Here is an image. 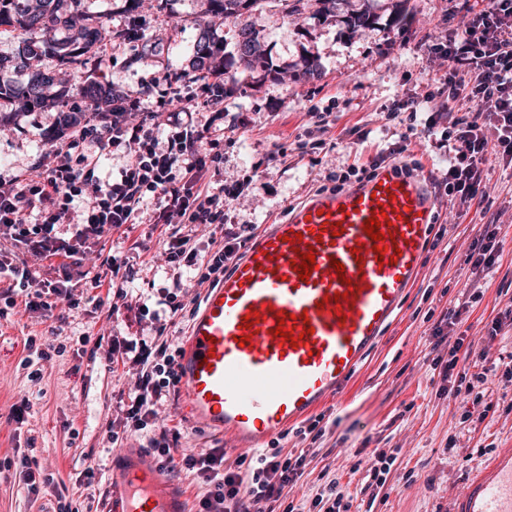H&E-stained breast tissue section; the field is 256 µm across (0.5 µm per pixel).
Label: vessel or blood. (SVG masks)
Here are the masks:
<instances>
[{
  "mask_svg": "<svg viewBox=\"0 0 512 512\" xmlns=\"http://www.w3.org/2000/svg\"><path fill=\"white\" fill-rule=\"evenodd\" d=\"M435 206L422 178L387 165L272 225L208 290L190 327L179 375L191 419L254 446L345 391L416 283ZM381 214L388 221L376 243L365 225ZM310 252L315 263L304 279ZM280 323L287 338L275 333ZM107 510L186 512L179 488L138 451L114 457ZM451 512H512V448L496 449L467 475Z\"/></svg>",
  "mask_w": 512,
  "mask_h": 512,
  "instance_id": "1",
  "label": "vessel or blood"
}]
</instances>
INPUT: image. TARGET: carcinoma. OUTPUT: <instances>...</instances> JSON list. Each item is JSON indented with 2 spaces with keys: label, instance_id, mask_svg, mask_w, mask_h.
I'll use <instances>...</instances> for the list:
<instances>
[{
  "label": "carcinoma",
  "instance_id": "1",
  "mask_svg": "<svg viewBox=\"0 0 512 512\" xmlns=\"http://www.w3.org/2000/svg\"><path fill=\"white\" fill-rule=\"evenodd\" d=\"M260 2L262 0H202L201 6L207 11L221 12L228 19L239 16L243 10L260 6ZM81 5L82 0H0V26L12 25L25 33L38 35L36 39L23 40L19 49L24 67L28 68L27 78L13 85L0 84V100H24L33 109L42 107L54 78L47 79L43 71L30 68V60L48 54L79 69L104 36L122 39L136 29L137 17L133 16L127 28L119 31L112 30L100 19L74 33L72 17ZM262 52L259 34L246 26L239 30V40L231 53L225 52L224 42L209 32L201 33L193 45L196 70L209 68L222 54L224 75L227 77L231 76L229 68L233 66L252 69L254 61L262 57ZM74 94L80 95L91 108L111 103L118 97L112 86L92 80L80 83L74 92L69 89L56 91L53 107L58 112V135L81 125L86 119V113L74 112L70 108L69 99Z\"/></svg>",
  "mask_w": 512,
  "mask_h": 512
}]
</instances>
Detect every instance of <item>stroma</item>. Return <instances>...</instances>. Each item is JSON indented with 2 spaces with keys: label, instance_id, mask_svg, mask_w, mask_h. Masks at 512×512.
Masks as SVG:
<instances>
[{
  "label": "stroma",
  "instance_id": "stroma-1",
  "mask_svg": "<svg viewBox=\"0 0 512 512\" xmlns=\"http://www.w3.org/2000/svg\"><path fill=\"white\" fill-rule=\"evenodd\" d=\"M482 0H337L336 10L321 16L315 0L296 15L284 16L275 0L243 12L237 18L204 13L200 0H142L136 14L141 19L138 56L118 55L108 66V81L119 94L140 97L146 108L155 99L147 79L169 70L191 73V47L199 34L212 32L233 46L241 27L258 31L268 64L236 72L224 83V109L229 120H246L251 130L231 133L224 142V178L231 181L253 175L247 196L230 205L226 220L251 224L256 230L283 221L290 209L323 189H332V174L367 164L373 149L357 151L359 132L370 131L381 146L398 143V128L385 125L384 111L403 99H422L427 91L446 86L448 71L432 60L428 44L463 25ZM370 11L372 26L356 28L354 16ZM317 56L321 78L301 80L297 71L305 57ZM330 113L326 132H319L309 108ZM10 118L0 126V176L20 174L51 145L55 110L20 111L9 104ZM323 139L324 147L299 153L298 137ZM291 150L275 157L278 145ZM164 228L138 224L128 232H115L97 245L83 262L86 271L99 270L100 256L125 260L134 273L128 283L131 309L109 314L89 300L71 312L63 334L67 350L46 368L41 385L28 382L19 363L25 357L27 336L46 332L51 318L18 312L0 318V459L14 453H33L39 467L53 473L58 492L84 506L95 505L94 492L85 483L94 471L107 484L112 459L131 448L145 450L146 435L114 443L108 431H122L124 405L129 404L130 380L122 362H109L113 337L134 340L155 334L152 316H137L136 305H154L176 275L161 253ZM501 262L490 271L488 291L482 302L462 313L452 337L477 340L485 353V366L512 361V325L498 335L487 330L496 316L499 293L512 294V232L500 241ZM469 271L454 247L428 249L414 288L385 332L381 343L356 369L351 385L340 399L328 402L323 412L333 421L332 450L327 464L341 482H348L353 462L368 460L373 449L396 448L398 472L413 471L411 485H398L386 501L376 502L374 512H449L452 498L461 490L465 473L482 458L480 449L512 443V383L490 377L487 399L499 411L472 423L458 441L456 455L444 453L445 439L461 414L472 409L470 401L449 397L446 381L432 375L429 365L437 352L431 323L424 317L441 310V292L458 296L468 285ZM101 338L100 349L89 342ZM32 404L28 426L19 428L7 417L16 397ZM182 393L170 394L158 408V422L178 428L180 438L173 455L185 450L224 449L228 456L241 447L216 429L191 422L183 409ZM50 501L28 495L15 471L0 472V512H49Z\"/></svg>",
  "mask_w": 512,
  "mask_h": 512
}]
</instances>
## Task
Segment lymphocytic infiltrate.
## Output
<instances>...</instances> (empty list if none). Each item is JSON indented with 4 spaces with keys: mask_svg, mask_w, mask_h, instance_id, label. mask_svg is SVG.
<instances>
[{
    "mask_svg": "<svg viewBox=\"0 0 512 512\" xmlns=\"http://www.w3.org/2000/svg\"><path fill=\"white\" fill-rule=\"evenodd\" d=\"M432 57L448 67V93L435 104L424 125L409 124L400 144L377 150L368 169L376 171L406 151L411 139L438 136L448 152V168L437 189L470 206L488 195L485 172L488 151L512 168V0H483L462 28L429 45ZM162 103L179 102L180 111L159 117L145 112L136 99H122L93 110L73 129L61 148L43 152L41 160L20 175L0 181V244L12 255L0 260V318L16 306L25 312L55 315L57 324L46 335L30 336L26 348L38 360L52 361L66 350V314L80 308L83 292L74 271L108 234L139 223L149 201H156L155 223L165 225L163 248L171 267L193 273L196 286L216 287L229 263L239 259L241 236L224 224L226 207L250 188L249 181H225L224 66L216 64L193 77L178 72L151 76ZM467 110L454 116L458 101ZM119 155L123 163L109 180L97 170L103 158ZM206 227L207 243L197 238ZM504 223L474 225L462 242L464 262L471 268L476 295L487 289L485 273L501 260L499 238ZM52 262L53 279L43 278ZM455 340L447 357H436L434 368L450 381V395L472 396L486 381L485 371L458 370ZM111 355L121 358L132 382L133 398L123 411L128 431L151 425L156 408L180 381L182 349L174 348L165 327L150 342L113 339ZM303 447L274 451L248 460L229 459L211 448L173 456L167 431L149 446L164 471L193 476L200 486L198 512H350L353 495L375 504L391 487L399 451L374 449L367 467L352 466L354 490L341 485L335 471L323 466L312 478V492L292 501L290 492L307 476L309 464L322 457L331 432L318 422L296 431Z\"/></svg>",
    "mask_w": 512,
    "mask_h": 512,
    "instance_id": "obj_1",
    "label": "lymphocytic infiltrate"
}]
</instances>
